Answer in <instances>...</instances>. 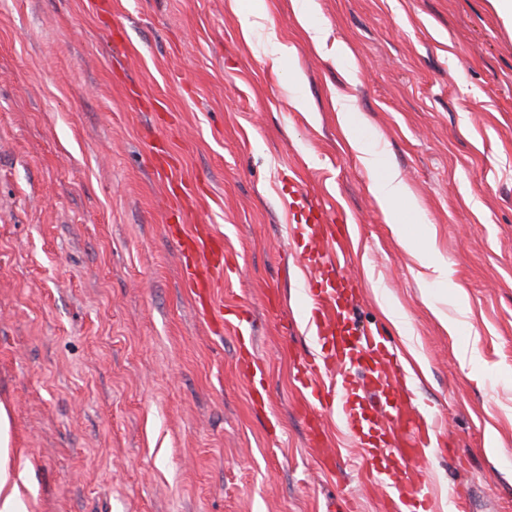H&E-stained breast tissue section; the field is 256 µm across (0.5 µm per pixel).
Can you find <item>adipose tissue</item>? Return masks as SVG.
Instances as JSON below:
<instances>
[{
    "mask_svg": "<svg viewBox=\"0 0 512 512\" xmlns=\"http://www.w3.org/2000/svg\"><path fill=\"white\" fill-rule=\"evenodd\" d=\"M370 190L392 223L399 243L424 261L435 279L450 280L447 261L410 236L400 218V207L409 192L395 173L389 172L372 181ZM10 421L7 410L0 405V512H27L25 498L30 490L27 464H14L11 457Z\"/></svg>",
    "mask_w": 512,
    "mask_h": 512,
    "instance_id": "1",
    "label": "adipose tissue"
}]
</instances>
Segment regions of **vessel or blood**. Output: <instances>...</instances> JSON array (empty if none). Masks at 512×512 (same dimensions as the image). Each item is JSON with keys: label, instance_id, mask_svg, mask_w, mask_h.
<instances>
[{"label": "vessel or blood", "instance_id": "vessel-or-blood-1", "mask_svg": "<svg viewBox=\"0 0 512 512\" xmlns=\"http://www.w3.org/2000/svg\"><path fill=\"white\" fill-rule=\"evenodd\" d=\"M178 236L187 261V284L202 307H210L208 283L213 274L227 272L230 264L224 250L213 240L184 233L172 227ZM302 242L297 246L299 261L311 276L306 292L310 323L319 341L326 347L324 363L307 360L300 363L296 379L301 386L308 409L320 405L323 395L336 398V413L349 429H357L364 421L362 401L370 391L390 383L401 382L404 372L390 351V340L379 329L359 337L355 347L348 348L332 335V325L345 321L341 303L345 283H333L324 276L325 268L344 266L347 257L334 246L332 225L321 222L304 226ZM239 357L246 364L245 376L255 403L264 401V371L254 351L253 340L246 334L245 319H238ZM441 418L423 419L415 407L396 411L392 418L376 424L374 433L360 438L359 444L381 464L374 470L380 484L391 493L393 512H429V484L422 473L409 469L408 461L421 458L437 439Z\"/></svg>", "mask_w": 512, "mask_h": 512}]
</instances>
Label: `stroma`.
<instances>
[{
  "instance_id": "35a3bbf8",
  "label": "stroma",
  "mask_w": 512,
  "mask_h": 512,
  "mask_svg": "<svg viewBox=\"0 0 512 512\" xmlns=\"http://www.w3.org/2000/svg\"><path fill=\"white\" fill-rule=\"evenodd\" d=\"M247 3L0 0V405L29 512H381L294 380L307 212L342 227L348 327L383 331L413 405L447 418L413 463L430 512H512V26L493 0H261L245 34ZM364 149L451 286L398 243ZM171 173L235 268L212 293L253 322L263 407L233 322L185 283Z\"/></svg>"
}]
</instances>
